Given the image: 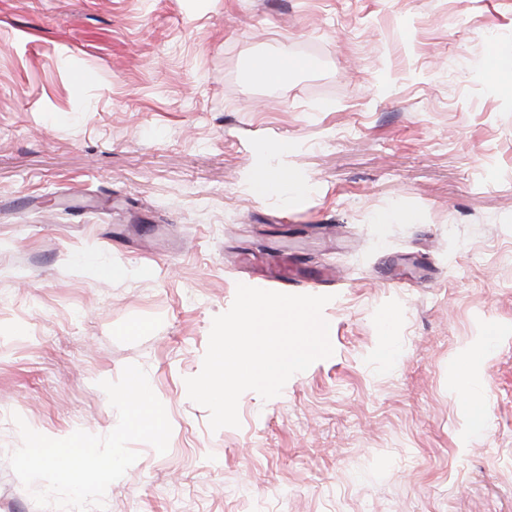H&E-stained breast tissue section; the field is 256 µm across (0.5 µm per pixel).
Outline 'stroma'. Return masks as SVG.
Listing matches in <instances>:
<instances>
[{
    "label": "stroma",
    "instance_id": "obj_1",
    "mask_svg": "<svg viewBox=\"0 0 512 512\" xmlns=\"http://www.w3.org/2000/svg\"><path fill=\"white\" fill-rule=\"evenodd\" d=\"M281 52L316 65L249 75ZM492 52L512 56V0H0V512H40L14 416L106 435L99 383L129 364L172 434L136 444L106 512H512V93ZM277 140L307 189L259 199L248 171ZM399 210L415 222L383 223ZM263 260L329 296L334 353L214 432L185 380ZM489 323L469 439L455 374ZM487 70L509 92L512 90V59L507 60L501 55L493 54L489 57Z\"/></svg>",
    "mask_w": 512,
    "mask_h": 512
}]
</instances>
